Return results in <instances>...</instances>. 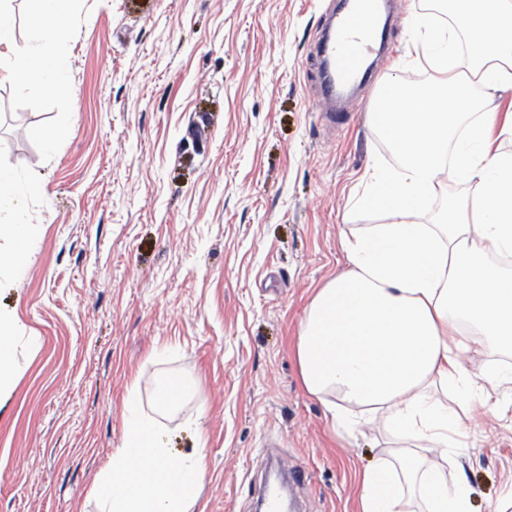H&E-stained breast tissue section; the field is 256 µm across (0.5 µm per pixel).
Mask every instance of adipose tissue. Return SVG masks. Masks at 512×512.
<instances>
[{"instance_id": "1", "label": "adipose tissue", "mask_w": 512, "mask_h": 512, "mask_svg": "<svg viewBox=\"0 0 512 512\" xmlns=\"http://www.w3.org/2000/svg\"><path fill=\"white\" fill-rule=\"evenodd\" d=\"M12 0H0V83L31 104L69 92L59 50L69 39L76 0H33L27 38L18 42ZM473 49L462 53L457 27L430 16L411 20L416 54L436 71L425 88L404 77L368 119L398 162L371 158L360 178L391 201L386 220L341 235L345 267L311 299L294 355L305 392L324 401L334 429L382 422L394 451L358 477L360 512H470L473 490L448 482V451L470 438L473 403L512 385V366L471 372L469 354L512 350V103L475 113L472 89L496 99L512 90V0H455ZM471 192L453 196L449 177ZM33 183L0 167V270H28L24 222ZM446 198L433 222L421 214ZM205 473L201 451L173 457L156 420L126 402L122 442L93 488L98 512H194Z\"/></svg>"}]
</instances>
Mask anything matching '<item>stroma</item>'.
<instances>
[{
    "mask_svg": "<svg viewBox=\"0 0 512 512\" xmlns=\"http://www.w3.org/2000/svg\"><path fill=\"white\" fill-rule=\"evenodd\" d=\"M333 0H78L60 51L71 94L33 106L0 85V165L36 186L24 280L0 273L23 325L0 406V512H97L96 478L124 432L127 387L173 455L202 449L200 512H255L266 456L298 467L305 512H358L357 475L389 434L339 437L294 356L316 288L344 266L341 233L382 223L356 203L366 165L396 157L363 99L329 117L317 41ZM425 0H393L392 73ZM73 130L44 154L42 133ZM181 393L159 408L155 381ZM474 412L472 512L512 484V389Z\"/></svg>",
    "mask_w": 512,
    "mask_h": 512,
    "instance_id": "35a3bbf8",
    "label": "stroma"
}]
</instances>
